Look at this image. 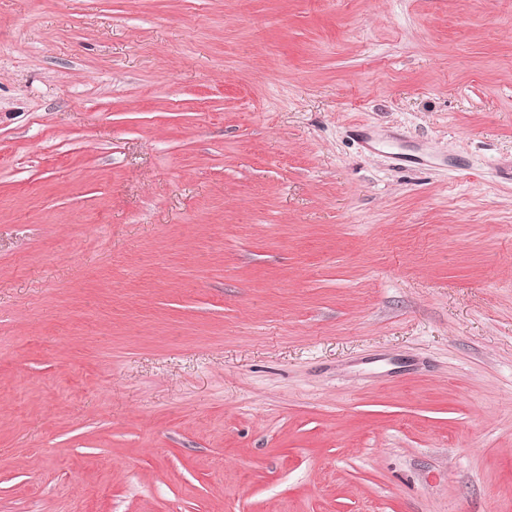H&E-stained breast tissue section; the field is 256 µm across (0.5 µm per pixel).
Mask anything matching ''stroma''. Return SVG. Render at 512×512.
<instances>
[{"mask_svg":"<svg viewBox=\"0 0 512 512\" xmlns=\"http://www.w3.org/2000/svg\"><path fill=\"white\" fill-rule=\"evenodd\" d=\"M0 512H512V0H0Z\"/></svg>","mask_w":512,"mask_h":512,"instance_id":"35a3bbf8","label":"stroma"}]
</instances>
